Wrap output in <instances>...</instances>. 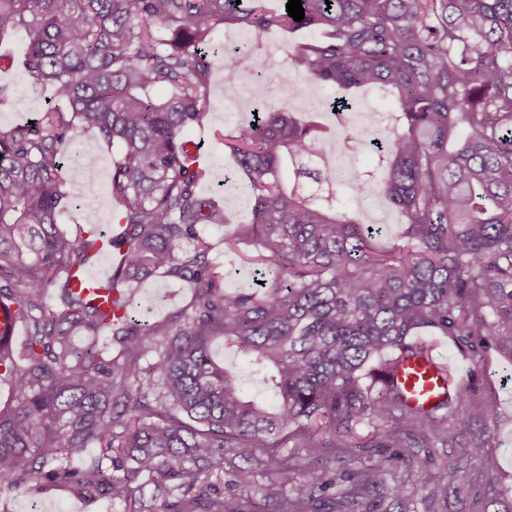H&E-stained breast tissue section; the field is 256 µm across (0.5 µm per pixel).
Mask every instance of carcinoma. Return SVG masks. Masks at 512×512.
I'll use <instances>...</instances> for the list:
<instances>
[{
	"label": "carcinoma",
	"instance_id": "1",
	"mask_svg": "<svg viewBox=\"0 0 512 512\" xmlns=\"http://www.w3.org/2000/svg\"><path fill=\"white\" fill-rule=\"evenodd\" d=\"M301 3L296 22L263 0H0V37L24 32L21 65L56 100L32 124L0 127V301L28 331L20 349L0 350V373L20 396L0 408V490L56 487L127 512H245L257 490L271 512H334L327 491L340 479L345 512H380L384 458L339 477L309 470L292 498L288 476L257 488L239 469L226 498L225 457L260 451L271 466L290 442L413 448L410 432L425 428L495 464L484 443L460 444L483 405L467 419L450 396L432 411L411 408L394 373L412 358L434 362L412 340L421 329L455 337L474 361L512 334V0ZM223 23L257 39L272 28L315 33L287 53L276 83L254 59L263 112L224 139L250 182L247 224L224 197L200 193L207 171L188 136L207 117L209 46ZM302 81L394 98L376 168L351 160L346 176L368 193L383 174L378 194L404 226L397 242L375 246L380 228L344 211L336 172L311 165L325 147L319 122L275 105L280 84ZM346 101L337 134L353 154L362 128ZM89 132L118 146L110 193L122 262L102 304L72 281L103 230L90 218L71 232L58 224L61 157L78 154ZM305 179L322 195L306 194ZM206 226L225 229L227 251L253 247L243 256L253 287L223 286ZM157 272L191 295L147 323L135 298ZM216 336L272 383V401L244 398L238 374L212 355ZM363 421L364 441L354 435ZM461 484L450 466L427 498L446 500Z\"/></svg>",
	"mask_w": 512,
	"mask_h": 512
}]
</instances>
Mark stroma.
<instances>
[{
  "label": "stroma",
  "mask_w": 512,
  "mask_h": 512,
  "mask_svg": "<svg viewBox=\"0 0 512 512\" xmlns=\"http://www.w3.org/2000/svg\"><path fill=\"white\" fill-rule=\"evenodd\" d=\"M246 35V30L225 24L214 36V46L223 52L233 53L234 63L229 68L219 62L214 64L207 127L205 131L193 130L189 133L190 138L199 142L211 170L209 181L201 186L205 194L218 191L225 175L230 172L221 135L234 133L245 118L244 113L227 109L229 100L224 96V84L229 73H249L252 56H265L268 45L273 44L279 52L274 58H267L266 75L271 79L276 78L286 61L285 46L313 37L312 32L307 30L291 34L272 33L252 41L250 55L234 54L236 41ZM0 50L10 53L15 60L12 67L0 71V80L11 83L15 88L11 106L0 109V124L6 126L36 118L38 112L51 103V90L33 86L20 66L19 61L26 51L22 38H5L0 42ZM111 160V155L91 135L85 136L80 157L68 159L67 164L71 167L85 163L94 180L90 183L82 179L70 182L72 203L59 216L58 222L62 228H74L75 224L84 223L89 215L100 226L111 224L116 206L108 187ZM336 193L342 206L355 210L362 223L380 225V243L397 240L402 227L395 212L379 194H371L364 202H357L353 187L344 178L338 181ZM423 338L430 344L435 360L450 364L462 387L471 391L474 401L486 407V416L472 421L471 435L484 442L489 453L495 457L496 465L491 468L480 458L459 457L457 449L435 442L408 449L406 458L396 461L393 469L386 474L387 485L392 487L406 482L416 512H512V344L492 345L482 360L476 363L463 354L450 337L427 332ZM375 458L376 453L371 448L349 456L334 448H321L313 452L306 448L288 447L280 449L279 464L272 468L265 467L256 457L246 460L226 456L224 472L229 475L240 468H251L256 483L260 485L288 476L290 483L284 493L291 497L295 494V481L305 471L335 467L361 469L372 464ZM450 463L459 466L463 477V486L457 497L447 503L424 501V481L438 476ZM0 512H125V506L108 500L85 504L60 492L15 495L0 491Z\"/></svg>",
  "instance_id": "1"
}]
</instances>
